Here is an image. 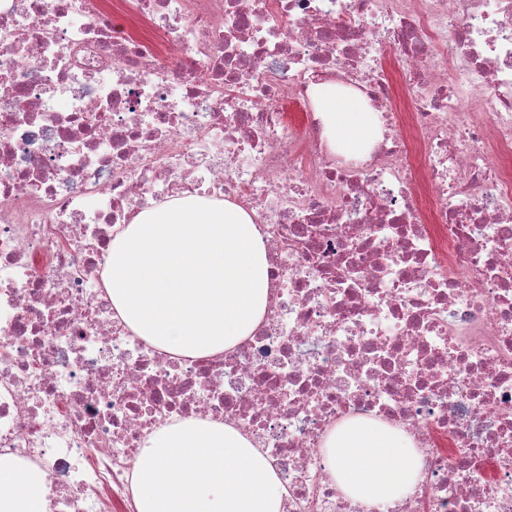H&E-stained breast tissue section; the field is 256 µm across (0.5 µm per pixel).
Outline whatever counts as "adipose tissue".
<instances>
[{
	"mask_svg": "<svg viewBox=\"0 0 512 512\" xmlns=\"http://www.w3.org/2000/svg\"><path fill=\"white\" fill-rule=\"evenodd\" d=\"M317 98L335 144L350 155L363 153L378 134L373 113L355 95L330 86L319 89ZM325 447L338 483L368 505L400 499L422 469L408 438L369 420L335 427ZM40 487L37 476L0 461V512H42Z\"/></svg>",
	"mask_w": 512,
	"mask_h": 512,
	"instance_id": "ef3b65f1",
	"label": "adipose tissue"
}]
</instances>
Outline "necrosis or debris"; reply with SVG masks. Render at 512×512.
Here are the masks:
<instances>
[{"instance_id":"obj_1","label":"necrosis or debris","mask_w":512,"mask_h":512,"mask_svg":"<svg viewBox=\"0 0 512 512\" xmlns=\"http://www.w3.org/2000/svg\"><path fill=\"white\" fill-rule=\"evenodd\" d=\"M324 84L377 116L363 156ZM187 197L250 214L269 265L211 359L104 286L118 228ZM190 419L252 438L283 512H512V0H0V457L43 512H139L145 441ZM352 419L419 451L400 500L338 485ZM317 98L335 145L349 155L363 153L378 134L373 113L355 95L330 86L319 89Z\"/></svg>"}]
</instances>
